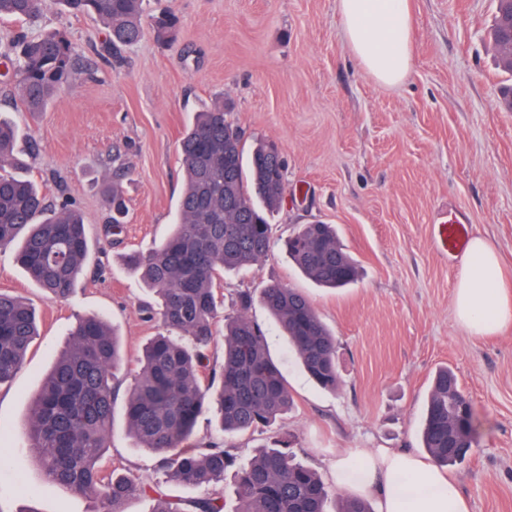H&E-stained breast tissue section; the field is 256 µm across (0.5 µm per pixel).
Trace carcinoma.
<instances>
[{"label":"carcinoma","instance_id":"1","mask_svg":"<svg viewBox=\"0 0 512 512\" xmlns=\"http://www.w3.org/2000/svg\"><path fill=\"white\" fill-rule=\"evenodd\" d=\"M142 3L0 0V19H32L58 6L101 21L114 45H134L149 31L159 39L173 37L176 16L163 12L147 23ZM6 59L22 109L45 112L72 73L75 48L58 34L22 37ZM227 115L222 100L197 113L180 140L186 179L175 223L151 252L124 256L126 267L158 297L159 308L147 305L144 312L148 320H160L161 331L132 358L102 318L80 319L33 401L26 433L46 480L95 498L96 512H123L134 498L152 500L151 512H224L223 484L231 470L234 512H330V491L313 469L295 460L288 438H276L237 469L224 449L222 435L268 428L294 404L264 331L248 316L253 295L239 292L232 312H224V273L269 256L270 216L286 189L285 172L277 169L268 144L258 143L244 158L242 132ZM19 138L14 123L0 118V249H15L27 277L50 299L65 302L91 251L86 224L75 202L63 197L53 203L36 181L14 174L24 167ZM106 199L112 204L110 234L120 230L126 204L115 186ZM284 247L319 287L346 288L358 279L356 263L330 224H305ZM260 300L307 374L322 388L336 390V339L308 296L270 282L261 288ZM220 321L224 359L218 372L211 367V345ZM37 334L35 311L21 298L0 293V384L22 368ZM125 368L133 372L124 406L129 435L137 447L162 455L169 483L199 490L197 498L185 503L158 482L105 466L120 389L117 372ZM207 411L218 436L185 447ZM478 428L457 377L439 369L420 423L426 453L440 467L453 464L473 447ZM335 512L373 510L347 497Z\"/></svg>","mask_w":512,"mask_h":512}]
</instances>
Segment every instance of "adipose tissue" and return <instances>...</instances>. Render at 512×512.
<instances>
[{
	"mask_svg": "<svg viewBox=\"0 0 512 512\" xmlns=\"http://www.w3.org/2000/svg\"><path fill=\"white\" fill-rule=\"evenodd\" d=\"M347 46L384 88L399 84L413 59L409 0H337ZM457 324L487 336L512 324V293L496 246L473 236L459 263L454 290ZM336 486L374 504L376 512H468L455 483L407 450L351 448L332 465Z\"/></svg>",
	"mask_w": 512,
	"mask_h": 512,
	"instance_id": "obj_1",
	"label": "adipose tissue"
}]
</instances>
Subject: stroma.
<instances>
[{
  "mask_svg": "<svg viewBox=\"0 0 512 512\" xmlns=\"http://www.w3.org/2000/svg\"><path fill=\"white\" fill-rule=\"evenodd\" d=\"M413 62L385 89L346 46L337 0H145L180 24L174 40L146 36L113 51L95 18L50 8L33 21H0V56L20 34L58 31L78 64L48 112H22L16 80L0 76V115L35 142L26 173L49 196L66 194L91 236L111 213L103 189L118 182L128 206L120 234L105 236L69 301L45 297L0 251V292L33 306L40 334L12 381L0 385V512H94L93 499L50 484L24 428L44 374L78 317L104 316L137 355L158 330L149 294L125 266L168 233L184 184L178 145L195 112L223 99L247 146L275 144L287 190L272 217L269 256L226 275L224 304L269 282L297 288L336 337L342 383L318 387L261 302L249 316L266 333L295 406L279 422L299 460L336 483L348 448L419 452V423L439 367L451 368L480 420L466 459L449 467L469 512H512V327L471 336L456 323L459 263L436 243L438 221L458 213L497 247L512 286V112L491 43L496 0H409ZM335 225L358 264L351 288L308 280L281 246L299 225ZM104 463L164 481L157 454L136 448L116 416Z\"/></svg>",
  "mask_w": 512,
  "mask_h": 512,
  "instance_id": "35a3bbf8",
  "label": "stroma"
}]
</instances>
